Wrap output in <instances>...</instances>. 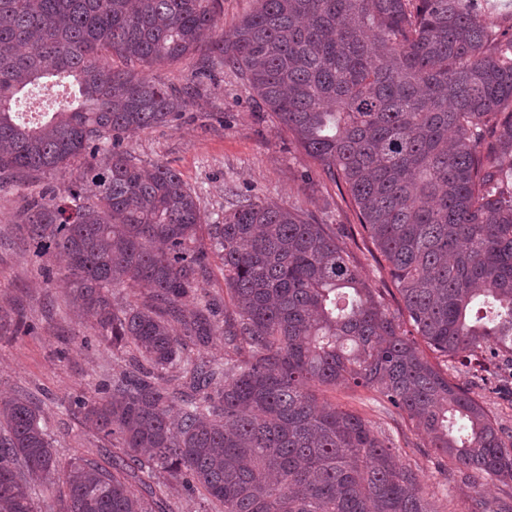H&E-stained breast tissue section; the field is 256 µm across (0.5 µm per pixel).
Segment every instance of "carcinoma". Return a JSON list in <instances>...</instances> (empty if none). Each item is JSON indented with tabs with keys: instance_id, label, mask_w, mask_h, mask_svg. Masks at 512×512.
<instances>
[{
	"instance_id": "cac0c4a2",
	"label": "carcinoma",
	"mask_w": 512,
	"mask_h": 512,
	"mask_svg": "<svg viewBox=\"0 0 512 512\" xmlns=\"http://www.w3.org/2000/svg\"><path fill=\"white\" fill-rule=\"evenodd\" d=\"M221 11L0 0V178L85 158L70 186L29 201L21 229L66 256L76 311L132 361L112 388L74 400L122 454L110 469L69 463L65 512H164L160 477L202 489L204 512H439L419 466L398 464L358 413L319 403L320 387L377 393L454 466L511 484L512 439L442 366L512 364V32L493 30L480 0H260L228 34ZM203 46L202 73L239 71L350 198L398 311L361 278L351 227L246 196L208 224L174 168L145 171L120 150L181 115L199 86L110 59L152 65ZM59 78L74 97L18 122L20 95ZM216 259L222 305L199 297ZM125 283L149 289L146 303L116 306ZM219 332L224 362L190 356ZM173 369L177 394L154 382ZM41 420L23 395L0 400V512H36L32 486L57 472ZM471 512H512V494H480Z\"/></svg>"
}]
</instances>
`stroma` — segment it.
<instances>
[{
	"mask_svg": "<svg viewBox=\"0 0 512 512\" xmlns=\"http://www.w3.org/2000/svg\"><path fill=\"white\" fill-rule=\"evenodd\" d=\"M194 55L147 69L149 79L168 86L199 84L202 97L180 119L124 138L122 147L147 167L176 169L197 194L206 219H217L249 194L308 210L325 224H352L356 218L335 183L322 175L284 128L259 110L252 90L230 68L215 79L198 76ZM81 161L34 182L0 186V317H22L27 328L0 338V397L29 395L43 411L60 466L80 457L106 464L111 443L72 414L75 397L96 396L111 383L117 361L111 346L98 342L91 321L77 316L63 262L55 254L35 256L16 230L25 200L45 188L75 180ZM449 377L468 387L505 434L512 435V400L483 385L466 368L449 365ZM320 401L356 410L396 449L399 463H418L425 492L439 512H470L480 492L494 497L512 488L445 465L423 433L375 393L362 388L327 389Z\"/></svg>",
	"mask_w": 512,
	"mask_h": 512,
	"instance_id": "stroma-1",
	"label": "stroma"
}]
</instances>
